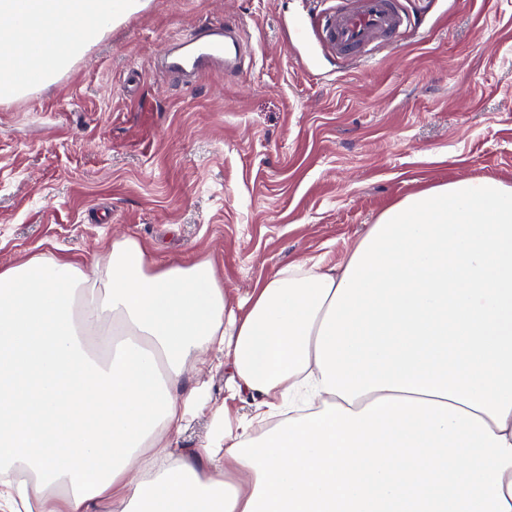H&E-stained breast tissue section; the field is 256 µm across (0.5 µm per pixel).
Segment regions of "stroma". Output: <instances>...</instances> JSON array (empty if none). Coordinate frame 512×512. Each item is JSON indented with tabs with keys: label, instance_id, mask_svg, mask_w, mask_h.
<instances>
[{
	"label": "stroma",
	"instance_id": "obj_1",
	"mask_svg": "<svg viewBox=\"0 0 512 512\" xmlns=\"http://www.w3.org/2000/svg\"><path fill=\"white\" fill-rule=\"evenodd\" d=\"M416 23L369 62L297 52L301 0H149L56 82L0 104V268L91 262L113 236L210 260L247 297L288 264L341 260L386 208L464 178L512 183V0H403ZM229 23L251 62L183 85L173 39ZM211 410L248 415L229 370Z\"/></svg>",
	"mask_w": 512,
	"mask_h": 512
}]
</instances>
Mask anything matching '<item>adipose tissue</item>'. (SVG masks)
I'll return each mask as SVG.
<instances>
[{
    "label": "adipose tissue",
    "instance_id": "adipose-tissue-1",
    "mask_svg": "<svg viewBox=\"0 0 512 512\" xmlns=\"http://www.w3.org/2000/svg\"><path fill=\"white\" fill-rule=\"evenodd\" d=\"M147 0H0V101L56 81ZM221 354L254 415L216 419L189 367ZM23 464L31 501L8 479ZM512 512V184L384 210L338 265L245 299L209 260L114 238L83 265L0 269V512ZM212 433L211 416L209 412L194 419L188 426L183 436L174 446V454L177 456L194 455L205 440Z\"/></svg>",
    "mask_w": 512,
    "mask_h": 512
}]
</instances>
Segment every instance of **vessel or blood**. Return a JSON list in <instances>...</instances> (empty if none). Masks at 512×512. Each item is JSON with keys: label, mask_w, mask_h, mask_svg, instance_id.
Wrapping results in <instances>:
<instances>
[{"label": "vessel or blood", "mask_w": 512, "mask_h": 512, "mask_svg": "<svg viewBox=\"0 0 512 512\" xmlns=\"http://www.w3.org/2000/svg\"><path fill=\"white\" fill-rule=\"evenodd\" d=\"M410 25L400 0H337L321 18L320 37L336 55L366 58L370 47L392 42ZM239 35L226 25H212L176 41L164 59L167 74L192 82L219 69L241 65Z\"/></svg>", "instance_id": "obj_1"}]
</instances>
